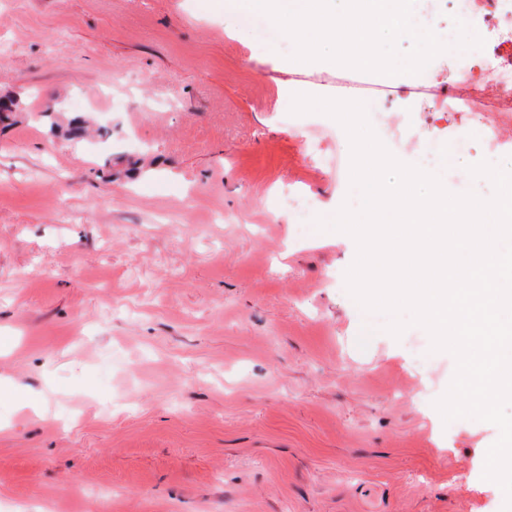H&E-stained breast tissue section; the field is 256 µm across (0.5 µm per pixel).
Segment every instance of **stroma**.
Wrapping results in <instances>:
<instances>
[{
  "mask_svg": "<svg viewBox=\"0 0 512 512\" xmlns=\"http://www.w3.org/2000/svg\"><path fill=\"white\" fill-rule=\"evenodd\" d=\"M294 48L212 0H0V96L27 107L0 131V376L41 403H0V512H503L498 428L434 406L453 356L362 310L355 241L314 224L358 192L341 127L290 112L336 78ZM457 85L471 111L376 110L392 154L422 132L448 190L489 196L466 168L512 124Z\"/></svg>",
  "mask_w": 512,
  "mask_h": 512,
  "instance_id": "obj_1",
  "label": "stroma"
}]
</instances>
